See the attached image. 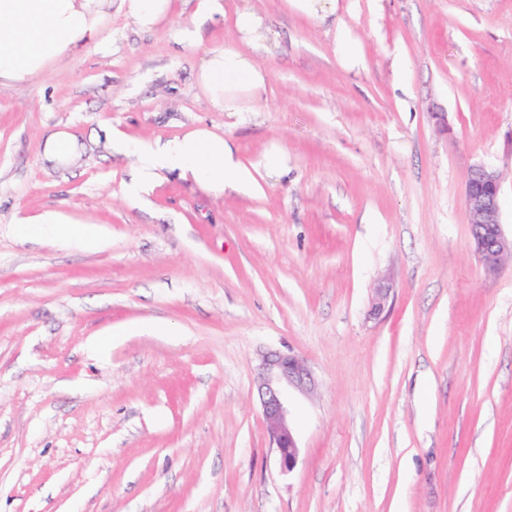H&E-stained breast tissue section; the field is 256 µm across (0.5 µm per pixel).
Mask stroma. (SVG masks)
<instances>
[{
    "label": "stroma",
    "instance_id": "35a3bbf8",
    "mask_svg": "<svg viewBox=\"0 0 512 512\" xmlns=\"http://www.w3.org/2000/svg\"><path fill=\"white\" fill-rule=\"evenodd\" d=\"M198 2L151 32L113 15L102 49L0 85V512H512V261L484 272L464 198L468 169L495 168L512 237V0H337L324 19ZM243 9L269 30L267 84L216 112L195 73ZM103 122L207 126L259 187L173 174L133 202ZM64 127L83 146L67 168L42 154ZM273 149L277 179L257 170ZM47 210L108 246L28 236ZM270 351L317 379L293 398L289 473L257 393Z\"/></svg>",
    "mask_w": 512,
    "mask_h": 512
}]
</instances>
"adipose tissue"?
I'll list each match as a JSON object with an SVG mask.
<instances>
[{
    "instance_id": "1",
    "label": "adipose tissue",
    "mask_w": 512,
    "mask_h": 512,
    "mask_svg": "<svg viewBox=\"0 0 512 512\" xmlns=\"http://www.w3.org/2000/svg\"><path fill=\"white\" fill-rule=\"evenodd\" d=\"M170 10L171 0H0V84L30 83L78 53L102 47L113 14L124 15L140 30L152 31L167 22ZM236 25L247 50L234 46L207 50L196 71L203 100L219 112L241 111L242 100L256 97L268 78L249 54L263 46L260 17L243 11ZM103 133L134 160L126 185L131 199L145 200L170 174L216 196L255 185L251 172L235 161L223 135L208 128L155 142L124 138L109 126ZM35 222L36 233L44 237L77 240L90 249L104 243L87 227L55 211L40 214Z\"/></svg>"
}]
</instances>
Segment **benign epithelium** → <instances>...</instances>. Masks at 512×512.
I'll list each match as a JSON object with an SVG mask.
<instances>
[{
	"mask_svg": "<svg viewBox=\"0 0 512 512\" xmlns=\"http://www.w3.org/2000/svg\"><path fill=\"white\" fill-rule=\"evenodd\" d=\"M465 202L470 212L471 242L484 270L496 272L506 257L512 256V240L501 224V180L492 167L480 164L464 177ZM391 288L382 283L375 289L369 316L385 309ZM315 387L313 374L305 362L291 353L273 352L260 364L258 395L270 442L281 471L290 473L297 465L300 448L289 421V399L294 393L307 394Z\"/></svg>",
	"mask_w": 512,
	"mask_h": 512,
	"instance_id": "7a95c632",
	"label": "benign epithelium"
}]
</instances>
